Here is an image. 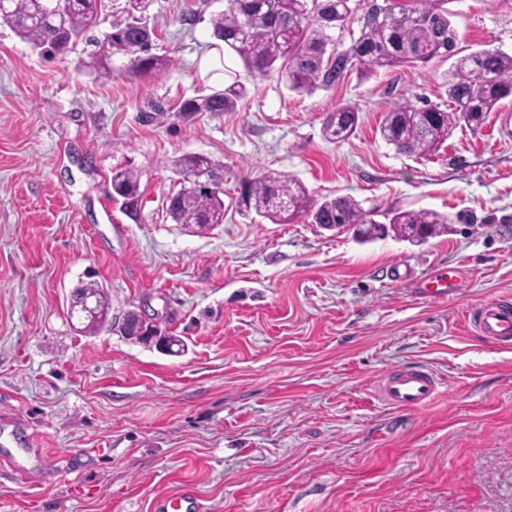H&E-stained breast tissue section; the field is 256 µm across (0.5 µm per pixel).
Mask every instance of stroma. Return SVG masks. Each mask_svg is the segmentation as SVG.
Here are the masks:
<instances>
[{
    "mask_svg": "<svg viewBox=\"0 0 512 512\" xmlns=\"http://www.w3.org/2000/svg\"><path fill=\"white\" fill-rule=\"evenodd\" d=\"M224 0H153L160 76L127 55L108 77L82 50L46 55L0 22V512H152L188 486L206 512H512V345L484 339L471 307L512 303V127L490 113L438 154L398 153L379 134L401 103L446 102L451 60L350 73L290 91L224 54L248 93L232 112H176L157 99L214 86L200 69ZM457 48L512 54V0H450ZM355 132L327 141L336 105ZM224 165V221L176 224L174 162ZM141 174L131 218L112 171ZM288 173L316 200L355 198L451 217L444 235L359 243L317 224L250 222L242 177ZM458 268L460 292L420 298L412 279ZM98 283L109 318L144 313L187 350L170 356L71 323L73 291ZM421 364L443 386L398 412L374 395L385 372ZM359 121L358 110L352 105H338L330 112L323 123V134L329 137L341 138L345 140L349 138L357 128Z\"/></svg>",
    "mask_w": 512,
    "mask_h": 512,
    "instance_id": "stroma-1",
    "label": "stroma"
}]
</instances>
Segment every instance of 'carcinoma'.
<instances>
[{
  "mask_svg": "<svg viewBox=\"0 0 512 512\" xmlns=\"http://www.w3.org/2000/svg\"><path fill=\"white\" fill-rule=\"evenodd\" d=\"M152 0H126L130 21L106 35L109 49L131 56V66L141 72L160 74L171 65L166 56L150 53L155 32L142 14ZM451 0H225L224 10L212 15L215 40L236 53L244 66L261 76L276 71L288 88L298 94L327 90L352 68L369 77L380 69L404 64L425 65L436 57H451L456 31L448 10ZM104 0H76L53 22L41 16V0H12L10 22L16 35L35 48L53 54L75 50L83 35L96 26ZM358 22V34L341 47L329 34ZM446 108L429 102L399 105L386 113L380 133L398 152L431 155L440 150L453 131L465 126L476 131L501 102L512 98V55L484 47L459 57L448 71ZM246 92L233 82L208 95L183 100L178 111L185 116L198 112H231ZM358 110L338 105L323 123L329 138H349L357 128ZM182 187L173 194L168 214L176 224L199 228L224 223V165L199 154H185L175 163ZM238 204L270 224H292L310 218L313 224L336 228L374 224L370 212L351 197L339 196L321 203L308 188L286 173L263 176L259 185L245 179L239 184ZM113 195L122 204L141 198L140 174L131 165L112 172ZM389 230L404 241L424 242L445 230L448 216L428 209L393 210L386 217ZM92 294L98 312L86 326L94 330L107 316L106 292L96 284L77 290Z\"/></svg>",
  "mask_w": 512,
  "mask_h": 512,
  "instance_id": "carcinoma-1",
  "label": "carcinoma"
}]
</instances>
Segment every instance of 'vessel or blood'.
<instances>
[{"label":"vessel or blood","instance_id":"b4317fda","mask_svg":"<svg viewBox=\"0 0 512 512\" xmlns=\"http://www.w3.org/2000/svg\"><path fill=\"white\" fill-rule=\"evenodd\" d=\"M460 277L455 270H438L423 280L421 295L447 298L457 294ZM468 319L485 339L512 344V306L497 299H489L469 310ZM442 384L434 373L424 367L408 366L382 376L376 385L379 400L394 409L419 408L431 402ZM158 512H202L195 494L187 489L161 497Z\"/></svg>","mask_w":512,"mask_h":512}]
</instances>
